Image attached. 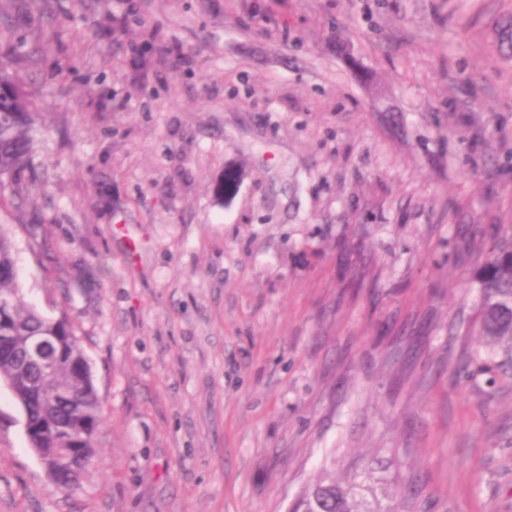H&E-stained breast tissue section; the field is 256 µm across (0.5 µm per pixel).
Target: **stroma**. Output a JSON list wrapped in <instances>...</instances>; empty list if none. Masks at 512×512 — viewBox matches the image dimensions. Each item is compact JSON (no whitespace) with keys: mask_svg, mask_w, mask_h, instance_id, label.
Masks as SVG:
<instances>
[{"mask_svg":"<svg viewBox=\"0 0 512 512\" xmlns=\"http://www.w3.org/2000/svg\"><path fill=\"white\" fill-rule=\"evenodd\" d=\"M0 12L42 115L0 224L104 402L65 491L0 384V512H287L375 457L399 512H512V377L476 324L512 229V0Z\"/></svg>","mask_w":512,"mask_h":512,"instance_id":"35a3bbf8","label":"stroma"}]
</instances>
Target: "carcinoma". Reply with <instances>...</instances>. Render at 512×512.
<instances>
[{
    "instance_id": "obj_1",
    "label": "carcinoma",
    "mask_w": 512,
    "mask_h": 512,
    "mask_svg": "<svg viewBox=\"0 0 512 512\" xmlns=\"http://www.w3.org/2000/svg\"><path fill=\"white\" fill-rule=\"evenodd\" d=\"M33 60L26 43L16 41L9 21L0 17V187L14 182L32 162L33 133L39 120L33 94L19 74L20 65ZM479 336L482 345L512 372V234L498 237L478 278ZM11 301V316L0 324V336L22 340L28 336H58L64 351L56 371L44 377L23 350L0 359V379L13 383L29 407L33 439L40 448H59L54 464L65 472V490L80 485L96 456L95 435L103 420V405L93 376H81L74 364L86 360L74 326L64 313L52 318L27 303L18 280L12 231L0 224V299ZM339 480L325 473L307 484L289 504L288 512H395L382 503L373 477Z\"/></svg>"
}]
</instances>
